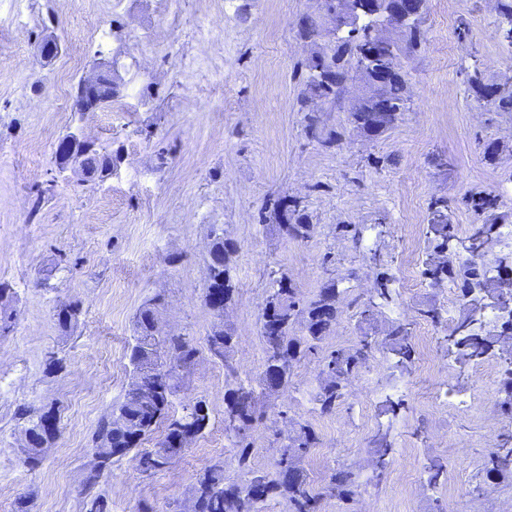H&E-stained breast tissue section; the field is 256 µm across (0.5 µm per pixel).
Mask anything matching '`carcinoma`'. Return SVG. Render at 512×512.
<instances>
[{
	"instance_id": "cac0c4a2",
	"label": "carcinoma",
	"mask_w": 512,
	"mask_h": 512,
	"mask_svg": "<svg viewBox=\"0 0 512 512\" xmlns=\"http://www.w3.org/2000/svg\"><path fill=\"white\" fill-rule=\"evenodd\" d=\"M503 25L499 32L505 38V32H512V0H497ZM423 18L406 24L401 35L402 46L399 51L412 54L417 50ZM365 44L355 30H346V35L339 38L337 48L329 55L316 54L307 63L310 70V87L321 91L323 98L336 99L341 87L345 84L350 61L364 54ZM387 95L395 103L396 111L380 116L372 107L364 105L351 113L352 122H376L388 129L399 119V110L403 109L408 100L407 85L402 82L392 86ZM114 163L112 156L89 155L84 165L92 173H104ZM477 214L486 218L497 217L499 201L497 196L488 194L472 195L466 200ZM288 230L291 237L305 240L311 237L314 225L303 221L300 211L291 210L287 217ZM428 234L434 246L426 253L423 260L424 275L431 283L452 280L457 282L462 300H467L468 289L475 283L479 264L465 261L459 268L438 270L431 267L435 252L442 241L456 236L453 225L435 207L428 222ZM211 258L206 261V280L210 285L224 288L233 293L230 275V263L235 252L234 244L224 238V230L212 227ZM160 297L145 302L138 310L133 323L132 342L129 344L130 382L123 400L112 405L98 421L92 434L90 445L89 476L84 483V491H89L104 477L112 473L113 448L127 443L126 435L132 431L141 437L151 434L159 426H164L163 437L152 449L138 450L139 462L143 472L150 475L162 470L171 458L181 455L182 448L172 446L170 437L184 429H192L200 435L210 422V413L201 414L191 404H185L179 414L171 412L172 399L176 396L173 388L180 387L182 375L166 370L171 361H191L197 353L191 340L186 336H176L166 342L165 352L157 353L153 325L157 317V306ZM288 316L302 318L308 324L309 335L306 338L280 334V339L294 350V362L315 350L336 325L340 314L337 303H327L313 298L307 303L297 299L288 303ZM470 317L463 313L457 320L448 338L455 339L458 345L456 362L462 366L495 351L501 350L498 341L489 336H473L467 329ZM229 334L224 327H213L206 339L207 350L211 357L222 362L227 361L233 346L228 344ZM385 344L390 346V353L403 366L412 363L414 350L408 336L403 334L401 327L391 328ZM371 350V344L365 341L354 350H333L324 356V364L333 366L331 380L321 382L318 386L316 401L320 412L330 413L336 408V402L344 396L347 381L360 369ZM228 391L238 395L235 404H225L224 432L233 440L237 448L239 468L256 479L258 475L251 472L249 459L251 455L250 431L260 418L261 413L256 402V390L250 384L242 382L232 384ZM505 397L499 402L503 413L512 415V368L505 373L503 380ZM37 411L23 409L18 413L21 430L31 434L26 454L29 465L37 466L43 459V449L49 447L51 440L35 431ZM292 444H284L280 449L278 467L281 473L267 478L269 497L280 498L288 506V512H319L320 493L316 492L305 474L302 461L315 447L316 434L307 424L295 422ZM486 473L491 476L512 475V448H505L486 461ZM356 474L351 470L335 472L324 488V493L348 500L354 495ZM192 497L195 501V512H258V507L247 500L246 482H228L224 478V465L216 463L195 476Z\"/></svg>"
}]
</instances>
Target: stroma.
Wrapping results in <instances>:
<instances>
[{
  "label": "stroma",
  "instance_id": "1",
  "mask_svg": "<svg viewBox=\"0 0 512 512\" xmlns=\"http://www.w3.org/2000/svg\"><path fill=\"white\" fill-rule=\"evenodd\" d=\"M16 13L0 0V311L14 312L0 336V512H87L103 495L110 512H177L195 475L220 462L238 482L236 450L224 432L230 383L264 370L261 314L269 275L286 276L301 300L329 281L341 314L317 353L295 365L286 390L261 394L263 415L251 431L253 472L276 471V432L288 419L318 437L303 460L314 488L332 472L358 471L353 512H512V476L486 479L484 458L512 445V418L501 411L507 363L494 355L460 367L448 355L453 319L434 323L422 309L459 310L451 282L419 279L401 287L407 264L422 266L431 204L448 203V221L468 235L482 218L463 199L499 197L512 213V116L472 91L480 71L512 84V47L500 41L497 0H426L418 51L401 56L409 101L398 121L369 138L351 122L362 86L353 79L333 100H313L319 134L307 132L298 100L308 94L312 55L334 47L321 34L304 41L299 21L320 15V0H29ZM54 32L64 50L44 63L38 45ZM113 63L120 93L111 106L77 112L72 96L93 64ZM337 132L326 146L322 138ZM79 133L115 155L110 175L79 184L51 179L55 146ZM499 142L497 160L483 146ZM51 188L42 198L33 189ZM298 199L312 237L285 235L261 216L266 205ZM354 224L360 242L340 228ZM236 245L234 295L224 319L237 343L215 361L206 338L217 320L203 301L212 226ZM392 300L371 328L361 312L379 273ZM161 297L166 327L188 336L198 353L174 409L202 400L210 424L183 454L153 476L136 452L112 466L92 493L82 481L103 414L126 393V352L141 305ZM79 302L78 323L62 328L57 309ZM404 324L414 359L400 370L384 345ZM374 348L342 400L324 414L315 400L321 353ZM67 368L49 371L50 358ZM402 402L398 416L385 399ZM55 409L60 432L38 467L26 464L16 413ZM389 433L393 451L374 464L371 441ZM447 466L430 483L431 461ZM327 497L321 512H344Z\"/></svg>",
  "mask_w": 512,
  "mask_h": 512
}]
</instances>
